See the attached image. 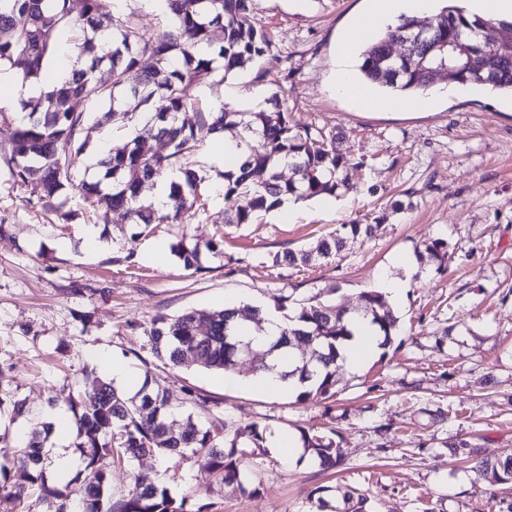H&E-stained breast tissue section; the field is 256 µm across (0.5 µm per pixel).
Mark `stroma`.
I'll return each instance as SVG.
<instances>
[{
    "instance_id": "35a3bbf8",
    "label": "stroma",
    "mask_w": 512,
    "mask_h": 512,
    "mask_svg": "<svg viewBox=\"0 0 512 512\" xmlns=\"http://www.w3.org/2000/svg\"><path fill=\"white\" fill-rule=\"evenodd\" d=\"M370 0H255L254 21L272 35L281 64L270 73H241L237 109H271L278 94L293 124L341 131L344 146L365 165L347 170L351 191L261 213L252 224L224 221L215 189L219 170L208 146L194 161L206 180L207 204L186 224H161L136 236L124 211L101 223L79 196L65 206L72 223L31 206L29 190L0 168V398L25 402L52 422L69 412L73 395L92 392L85 368L99 353L133 374L150 376L182 411L189 394L207 401L195 415L228 430L252 422L269 434L305 429L333 433L345 454L337 473L315 461H288L276 448L250 456L247 496L218 486L204 462L146 457L105 460L112 490L166 485L192 495L207 512H345L340 487L367 498L369 512H507L512 485L448 454L467 441L479 456L512 450V98L495 91L426 92L403 112L370 109L331 93L327 80L339 42ZM375 224L373 236L349 238L328 259L304 266L275 264L274 255L307 249L343 224ZM100 244L87 246L89 228ZM218 241L202 252L201 269L176 256L160 265L156 246L179 239ZM447 244L444 261L426 243ZM411 270L396 267L400 254ZM408 281L393 310L394 342L358 370L339 374L330 399L297 402L249 384L252 367L238 363V384L218 371L172 367L151 351L147 332L159 314L261 301L285 292L303 300L334 291L351 309L381 276ZM324 488L327 508L310 494Z\"/></svg>"
}]
</instances>
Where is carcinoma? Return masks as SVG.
<instances>
[{
	"label": "carcinoma",
	"mask_w": 512,
	"mask_h": 512,
	"mask_svg": "<svg viewBox=\"0 0 512 512\" xmlns=\"http://www.w3.org/2000/svg\"><path fill=\"white\" fill-rule=\"evenodd\" d=\"M255 0H167L174 20L165 30L149 33L134 14L116 16L114 0H0V63H22L21 80L43 76L46 61L68 32L77 51L70 78L46 86L40 97L25 104L28 120L16 125L0 121V165L12 179L30 190V201L67 223L74 218L63 211L57 199L77 189L97 216L108 221V213L124 209L131 223L151 231L153 224L182 223L194 215L204 177L191 156L197 149L196 132L236 131V148L242 150L239 174L222 173L224 180V220L227 224H251L258 211H269L285 200L295 202L319 196H338L348 190L344 170L361 162L341 148L336 132L316 131L292 124L287 113L262 110H235L229 107L206 109L199 102L197 88L216 73L221 59L224 72L244 69L253 62L272 68L279 63L271 40L252 20ZM436 41L452 43L461 37L471 43L472 56H458L439 50L428 56L431 65L444 64L452 70L451 82L490 86L512 95V60L490 56L487 45L477 39L487 24L471 17L455 0H448L433 19ZM415 24L412 17L399 23L363 48L360 72L365 82L398 93L426 91L431 82L418 67L392 65L386 60L391 41L408 35ZM204 45L208 53L197 48ZM150 61L140 67L141 59ZM106 68L111 82L100 84L96 71ZM83 99L105 107L94 126L109 122L127 124L139 114L149 116L143 129L112 147V155L97 162L100 176L92 182L74 183L76 162L89 146V116L75 110L73 102ZM319 135L323 148L313 152L309 142ZM162 138L171 146L167 154L153 150L151 141ZM261 148L253 146L254 140ZM288 166L295 175L282 179L280 169ZM183 174L169 184L168 202L159 207L141 196L142 188L173 172ZM265 175L261 182L254 179ZM372 224H344L309 249L288 251L274 262L292 266L308 265L340 252L347 236H369ZM172 251L184 269L199 270L201 248L181 238ZM291 296L276 297L275 308L291 309L288 323L270 345L274 362L282 368L281 378L295 385L297 400L336 395L337 376L344 368L340 347L353 336L344 320L346 310L317 294L289 307ZM361 315L381 337L379 346L391 344L397 334L398 317L381 291L362 295ZM263 321L258 306H227L221 310L192 309L176 316L159 315L151 323L148 336L156 354L167 364L179 366L192 360L206 370L231 371L246 344L238 320ZM314 341L316 355L299 363L284 364L281 357L293 345ZM86 378L94 392L71 403L75 417L83 468L64 488L45 486L47 461L43 448L50 425H35L26 447L0 448V476L12 471L21 482L12 485L11 495L19 506L32 492L52 500L54 512H203L189 509V497H174L160 484H138L119 498L114 497L111 476L102 465L105 458L127 462L158 453L174 454L184 461L202 458L216 482L247 491L246 461L255 450L265 447L267 428L257 422L224 433L225 424L201 426L187 413L180 430L172 432L173 416L160 389L144 381L132 396L116 389L91 369ZM304 453L324 470L342 464L343 449L331 438L302 433ZM453 453L467 455L474 468L492 473L500 484L512 483V453L494 460L466 453L468 443L450 445ZM352 512H366L367 498L355 488L341 492Z\"/></svg>",
	"instance_id": "cac0c4a2"
}]
</instances>
